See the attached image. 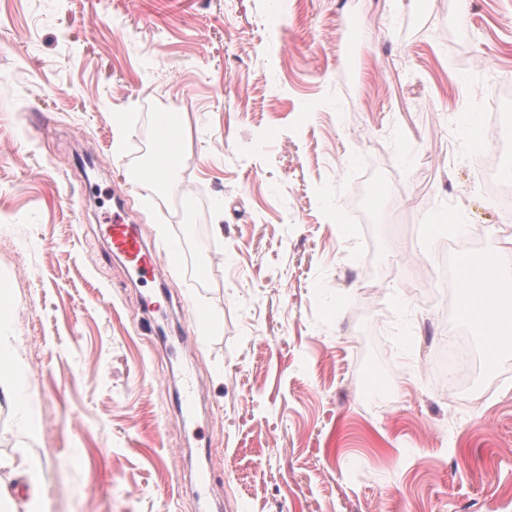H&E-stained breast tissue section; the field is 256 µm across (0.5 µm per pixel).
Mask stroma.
I'll list each match as a JSON object with an SVG mask.
<instances>
[{
	"label": "stroma",
	"instance_id": "35a3bbf8",
	"mask_svg": "<svg viewBox=\"0 0 512 512\" xmlns=\"http://www.w3.org/2000/svg\"><path fill=\"white\" fill-rule=\"evenodd\" d=\"M466 10L0 0V285L46 512H512V357L453 391L435 369L445 336L483 342L434 279V216L473 254L512 237L459 128L512 166V0ZM168 108L185 160L131 188ZM117 192L178 270L142 284L111 252Z\"/></svg>",
	"mask_w": 512,
	"mask_h": 512
}]
</instances>
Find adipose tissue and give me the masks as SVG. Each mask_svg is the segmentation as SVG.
Here are the masks:
<instances>
[{"mask_svg": "<svg viewBox=\"0 0 512 512\" xmlns=\"http://www.w3.org/2000/svg\"><path fill=\"white\" fill-rule=\"evenodd\" d=\"M184 156L181 141H174L154 151L147 166L127 169L126 180L134 187L148 180L164 183L176 173ZM460 288L462 312L485 335L488 361H496L512 347V247L499 246L477 268H464ZM10 300L9 289L0 286V399L10 408L22 437L32 441L40 432V420L29 392L25 361L10 342L12 323L6 314ZM20 474L28 490L17 500L9 484ZM42 491V465L34 455L24 454L18 461L0 458V503H8V512H44Z\"/></svg>", "mask_w": 512, "mask_h": 512, "instance_id": "obj_1", "label": "adipose tissue"}]
</instances>
